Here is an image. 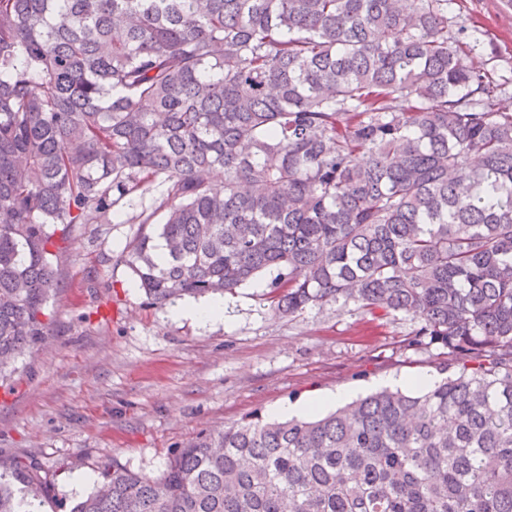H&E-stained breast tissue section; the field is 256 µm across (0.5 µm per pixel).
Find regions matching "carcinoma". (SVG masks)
<instances>
[{"label": "carcinoma", "instance_id": "carcinoma-1", "mask_svg": "<svg viewBox=\"0 0 512 512\" xmlns=\"http://www.w3.org/2000/svg\"><path fill=\"white\" fill-rule=\"evenodd\" d=\"M452 4L0 0V365L48 335L72 233L154 189L124 259L149 303L268 277L280 314L403 313L458 359L156 477L114 459L70 512H512V114ZM47 493L0 474V512Z\"/></svg>", "mask_w": 512, "mask_h": 512}]
</instances>
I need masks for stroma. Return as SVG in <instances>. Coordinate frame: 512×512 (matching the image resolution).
I'll return each mask as SVG.
<instances>
[{
	"instance_id": "1",
	"label": "stroma",
	"mask_w": 512,
	"mask_h": 512,
	"mask_svg": "<svg viewBox=\"0 0 512 512\" xmlns=\"http://www.w3.org/2000/svg\"><path fill=\"white\" fill-rule=\"evenodd\" d=\"M452 14L488 35L491 50L461 59L502 76L495 108L512 113V0H455ZM150 202L135 196L110 223L75 232L47 302L49 335L0 378V470L16 458L40 466L50 488L41 512H69L116 460L159 475L198 432L244 415L438 380L456 367L445 348L410 345L414 323L402 313L339 302L279 315L266 277L225 294L223 319L206 324L148 304L122 253Z\"/></svg>"
}]
</instances>
